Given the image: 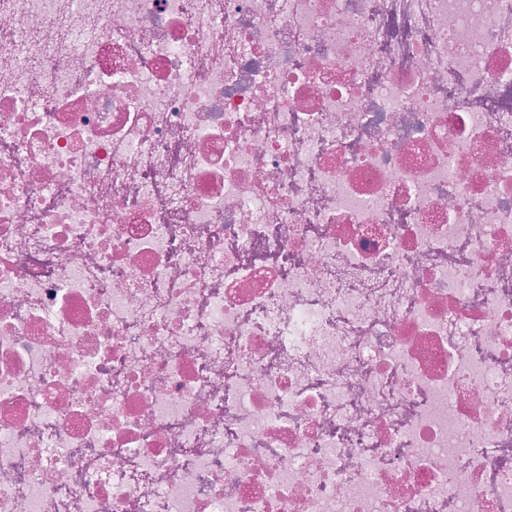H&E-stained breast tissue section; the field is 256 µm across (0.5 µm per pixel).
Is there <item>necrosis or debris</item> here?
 Wrapping results in <instances>:
<instances>
[{
	"mask_svg": "<svg viewBox=\"0 0 512 512\" xmlns=\"http://www.w3.org/2000/svg\"><path fill=\"white\" fill-rule=\"evenodd\" d=\"M0 512H512V0H0Z\"/></svg>",
	"mask_w": 512,
	"mask_h": 512,
	"instance_id": "necrosis-or-debris-1",
	"label": "necrosis or debris"
}]
</instances>
